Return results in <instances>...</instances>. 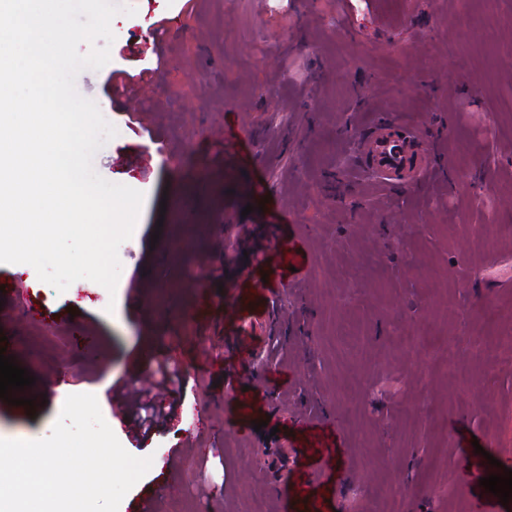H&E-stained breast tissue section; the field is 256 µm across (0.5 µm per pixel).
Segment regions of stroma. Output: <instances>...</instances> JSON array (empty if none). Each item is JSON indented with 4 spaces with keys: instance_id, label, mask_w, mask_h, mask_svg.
<instances>
[{
    "instance_id": "stroma-1",
    "label": "stroma",
    "mask_w": 512,
    "mask_h": 512,
    "mask_svg": "<svg viewBox=\"0 0 512 512\" xmlns=\"http://www.w3.org/2000/svg\"><path fill=\"white\" fill-rule=\"evenodd\" d=\"M127 2L76 89L117 130L95 171L144 203L115 293L0 264V332L36 379L0 437L45 438L91 393L153 459L119 512H250L256 486L268 512H369L372 489L387 512H507L479 480L512 469V241L484 240L512 223V0ZM155 66L117 105L112 71ZM379 110L429 179L363 167ZM162 360L182 386L143 432L119 397Z\"/></svg>"
}]
</instances>
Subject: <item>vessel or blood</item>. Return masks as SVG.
Segmentation results:
<instances>
[{
    "mask_svg": "<svg viewBox=\"0 0 512 512\" xmlns=\"http://www.w3.org/2000/svg\"><path fill=\"white\" fill-rule=\"evenodd\" d=\"M364 153L385 187L415 183L431 173L427 153L413 129L384 113L375 116Z\"/></svg>",
    "mask_w": 512,
    "mask_h": 512,
    "instance_id": "vessel-or-blood-1",
    "label": "vessel or blood"
}]
</instances>
